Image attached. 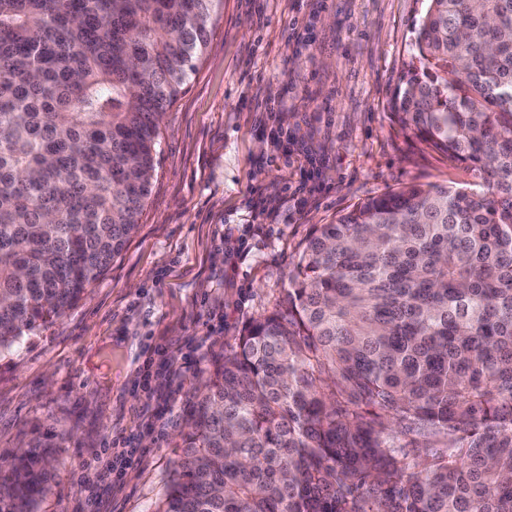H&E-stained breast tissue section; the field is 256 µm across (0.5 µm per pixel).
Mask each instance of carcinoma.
Returning <instances> with one entry per match:
<instances>
[{
	"label": "carcinoma",
	"instance_id": "1",
	"mask_svg": "<svg viewBox=\"0 0 512 512\" xmlns=\"http://www.w3.org/2000/svg\"><path fill=\"white\" fill-rule=\"evenodd\" d=\"M221 0H0V356L138 226ZM394 117L482 190L409 185L306 237L186 402L157 512H512V0H427ZM35 512L50 456L11 457Z\"/></svg>",
	"mask_w": 512,
	"mask_h": 512
}]
</instances>
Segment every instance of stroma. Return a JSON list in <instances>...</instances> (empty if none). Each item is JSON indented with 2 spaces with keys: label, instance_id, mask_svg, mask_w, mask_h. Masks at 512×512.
Here are the masks:
<instances>
[{
  "label": "stroma",
  "instance_id": "obj_1",
  "mask_svg": "<svg viewBox=\"0 0 512 512\" xmlns=\"http://www.w3.org/2000/svg\"><path fill=\"white\" fill-rule=\"evenodd\" d=\"M426 7L222 0L160 123L136 234L76 306L0 358V454L44 442L54 460L37 512H86L84 463L125 438L145 455L100 512H156L186 394L281 298L312 226L405 185L478 186L392 117Z\"/></svg>",
  "mask_w": 512,
  "mask_h": 512
}]
</instances>
